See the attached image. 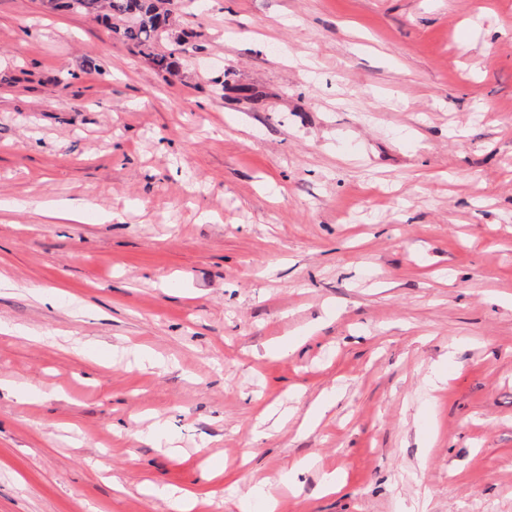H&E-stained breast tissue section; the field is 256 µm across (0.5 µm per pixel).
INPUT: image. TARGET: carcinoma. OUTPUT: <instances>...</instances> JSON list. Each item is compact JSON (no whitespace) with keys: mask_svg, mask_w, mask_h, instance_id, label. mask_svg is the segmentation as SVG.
<instances>
[{"mask_svg":"<svg viewBox=\"0 0 512 512\" xmlns=\"http://www.w3.org/2000/svg\"><path fill=\"white\" fill-rule=\"evenodd\" d=\"M50 4L93 17L105 10L106 18L120 22L116 31L123 40L149 56L157 70L170 72L176 67L174 53L156 51L173 26L171 0H50Z\"/></svg>","mask_w":512,"mask_h":512,"instance_id":"obj_1","label":"carcinoma"}]
</instances>
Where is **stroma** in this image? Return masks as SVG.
<instances>
[{"label":"stroma","instance_id":"obj_1","mask_svg":"<svg viewBox=\"0 0 512 512\" xmlns=\"http://www.w3.org/2000/svg\"><path fill=\"white\" fill-rule=\"evenodd\" d=\"M172 10L0 0V512H512V0ZM52 9H65L97 17L106 10L107 19L123 40L150 57L158 71L170 72L176 67L175 52H155L156 46L169 37L173 26L171 0H50ZM335 394L322 395L308 409L304 426L307 429H314L335 404Z\"/></svg>","mask_w":512,"mask_h":512}]
</instances>
